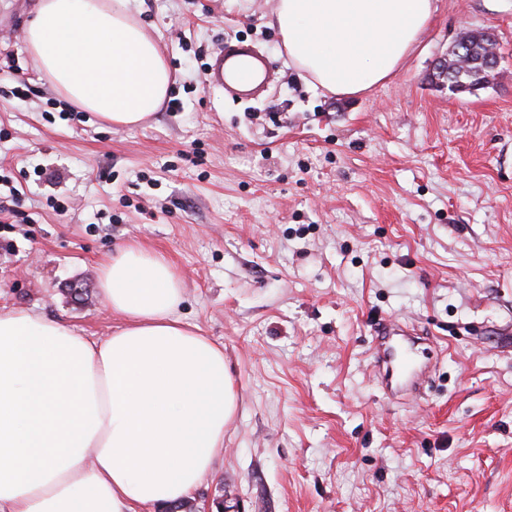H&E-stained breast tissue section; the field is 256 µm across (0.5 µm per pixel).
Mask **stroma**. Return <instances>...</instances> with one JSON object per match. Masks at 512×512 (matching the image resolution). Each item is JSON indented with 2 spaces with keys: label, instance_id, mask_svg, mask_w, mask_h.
<instances>
[{
  "label": "stroma",
  "instance_id": "obj_1",
  "mask_svg": "<svg viewBox=\"0 0 512 512\" xmlns=\"http://www.w3.org/2000/svg\"><path fill=\"white\" fill-rule=\"evenodd\" d=\"M37 3L0 0V306L102 339L101 263L166 256L238 399L197 512H512V0H436L352 96L289 67L276 0H133L171 72L133 128L66 111L24 49ZM487 28L500 66L448 92L437 62ZM238 48L264 83L204 84ZM390 318L437 351L403 401L373 369Z\"/></svg>",
  "mask_w": 512,
  "mask_h": 512
}]
</instances>
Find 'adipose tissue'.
I'll use <instances>...</instances> for the list:
<instances>
[{"label":"adipose tissue","mask_w":512,"mask_h":512,"mask_svg":"<svg viewBox=\"0 0 512 512\" xmlns=\"http://www.w3.org/2000/svg\"><path fill=\"white\" fill-rule=\"evenodd\" d=\"M435 0H277L273 26L313 86L356 95L394 75ZM26 51L66 101L132 128L170 72L131 0H40ZM122 325L94 339L0 309V512H135L182 500L211 473L237 409L224 350L178 314L179 276L133 243L102 263Z\"/></svg>","instance_id":"obj_1"}]
</instances>
